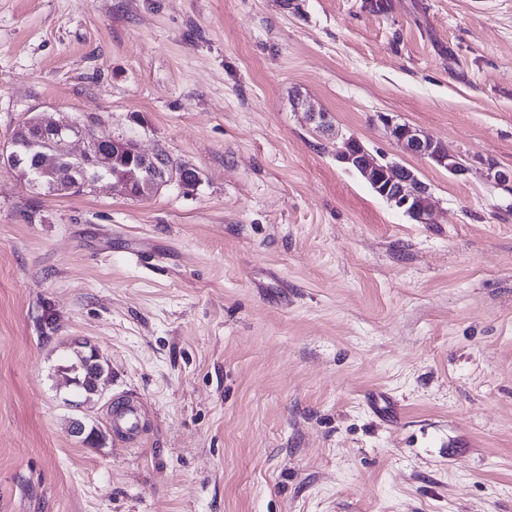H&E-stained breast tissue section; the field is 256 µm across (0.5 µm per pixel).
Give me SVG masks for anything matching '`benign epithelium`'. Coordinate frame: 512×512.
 <instances>
[{
	"mask_svg": "<svg viewBox=\"0 0 512 512\" xmlns=\"http://www.w3.org/2000/svg\"><path fill=\"white\" fill-rule=\"evenodd\" d=\"M391 139L406 153L428 159L448 172L462 176L468 167L451 156L434 139L422 135L416 128L390 114H380ZM22 141H12L0 151V163L14 170H23L27 160H35V169L42 181L49 182L51 174L62 158L84 159V163L103 167L108 164L111 147L118 144L108 133L97 131L77 120L50 123L39 115L26 119L20 126ZM81 150L72 152V145ZM337 157L353 165L391 206L420 224L433 223V209L429 204V188L410 168L375 160L360 141L351 137L344 141Z\"/></svg>",
	"mask_w": 512,
	"mask_h": 512,
	"instance_id": "obj_1",
	"label": "benign epithelium"
}]
</instances>
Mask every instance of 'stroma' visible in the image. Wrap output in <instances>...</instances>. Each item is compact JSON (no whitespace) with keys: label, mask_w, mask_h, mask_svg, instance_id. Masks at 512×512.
Listing matches in <instances>:
<instances>
[{"label":"stroma","mask_w":512,"mask_h":512,"mask_svg":"<svg viewBox=\"0 0 512 512\" xmlns=\"http://www.w3.org/2000/svg\"><path fill=\"white\" fill-rule=\"evenodd\" d=\"M388 3L0 0V147L38 113L199 176L60 195L0 165V512H512V191L485 177L512 169V0ZM351 136L433 223L337 160ZM75 339L111 371L76 407ZM379 120L386 126L391 139L406 153L428 159L444 167L451 174L462 176L469 171L468 167L456 157L448 155L443 146L434 139L422 135L416 128L390 114H380ZM337 157L353 165L391 206L420 224L433 223L429 188L413 170L395 162L380 163L353 137L344 141ZM146 408L138 399L117 401L112 406V431L118 438L134 444L143 427Z\"/></svg>","instance_id":"obj_1"}]
</instances>
